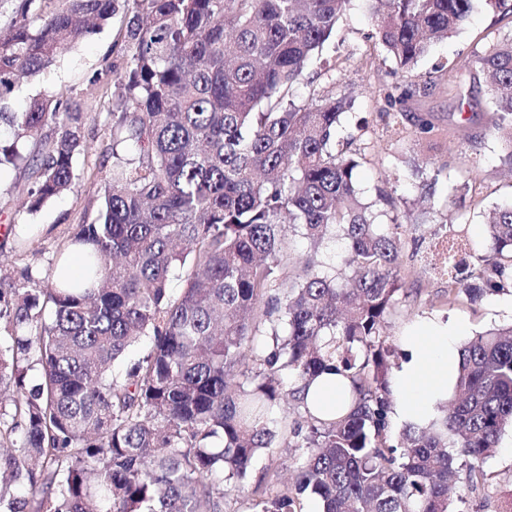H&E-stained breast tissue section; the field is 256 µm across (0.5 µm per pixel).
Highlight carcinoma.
I'll return each mask as SVG.
<instances>
[{
  "label": "carcinoma",
  "mask_w": 512,
  "mask_h": 512,
  "mask_svg": "<svg viewBox=\"0 0 512 512\" xmlns=\"http://www.w3.org/2000/svg\"><path fill=\"white\" fill-rule=\"evenodd\" d=\"M350 0H18L0 27V167L37 163L23 205L73 190L85 115L64 92L11 111L24 79L124 15L112 70V170L98 219L78 225L80 277L43 286L30 267L0 272V512H224L276 447L282 394L323 373L352 381L344 415L304 410L293 488L251 512H457L448 496L485 482L482 464L512 432V326L460 347L453 394L421 427L390 432L397 350L386 318L402 287L399 224H378L356 187L359 162L336 151L345 97L293 100ZM473 0H373L370 38L410 73L467 20ZM493 129L512 167V37L479 59ZM460 100L465 74L448 70ZM53 125L54 137L44 136ZM310 252L283 276V226ZM488 245L448 226V305L512 293V201L494 207ZM341 239L342 281L318 258ZM185 287L169 288L175 270ZM268 325L261 368L245 364ZM146 340L124 375L113 365ZM39 366L41 378L27 383Z\"/></svg>",
  "instance_id": "obj_1"
}]
</instances>
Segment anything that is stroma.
I'll return each mask as SVG.
<instances>
[{
    "label": "stroma",
    "mask_w": 512,
    "mask_h": 512,
    "mask_svg": "<svg viewBox=\"0 0 512 512\" xmlns=\"http://www.w3.org/2000/svg\"><path fill=\"white\" fill-rule=\"evenodd\" d=\"M120 19L110 20L92 39L65 49L58 62L21 85L17 98L26 101L59 91L68 92L72 106L86 113L82 126L84 149L73 155L78 176L74 191L45 202L36 211L23 208L32 169L0 171V266L8 270L32 267L45 280L54 274L57 260L76 225L93 222L99 213L107 174L100 161L111 144L105 120L112 108V63L117 56ZM373 29L364 0H352L336 24L325 49L330 62L311 85H298L296 99L308 102L315 94L350 99L337 129L336 142L358 158L357 187L362 202L372 204L378 223L418 222L416 243L403 256V297L390 315L386 333L399 341L404 331L428 319L457 318L468 325V335L512 324V296L492 295L476 306H448L443 284L430 262L441 246L449 224H463L477 246H484L485 216L497 204L512 199V174L502 164L504 144L492 132L493 108L486 86H478L468 107H461L452 79L443 66L450 61L477 71L478 58L491 40L512 36V17L500 16L489 0H474L463 30L431 46L408 76L414 92L396 106L388 93L398 81L396 65L368 35ZM96 84H89L90 76ZM473 116L465 137L454 133L461 116ZM428 132H420V122ZM483 180L481 202H472L462 184L471 169ZM391 194L395 206L380 202V192ZM288 432L280 433L278 449L257 457L253 478L275 471L289 480L302 458ZM484 484L468 496L464 512H502L512 500V435H505L496 453L483 464Z\"/></svg>",
    "instance_id": "stroma-1"
}]
</instances>
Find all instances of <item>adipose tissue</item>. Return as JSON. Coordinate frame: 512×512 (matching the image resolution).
Segmentation results:
<instances>
[{
	"instance_id": "ef3b65f1",
	"label": "adipose tissue",
	"mask_w": 512,
	"mask_h": 512,
	"mask_svg": "<svg viewBox=\"0 0 512 512\" xmlns=\"http://www.w3.org/2000/svg\"><path fill=\"white\" fill-rule=\"evenodd\" d=\"M465 326L462 322H421L402 338L408 358L391 380L393 418L401 425L425 424L435 414L437 402L447 399L458 366L456 340ZM307 406L327 414L350 405L349 379L327 375L303 393Z\"/></svg>"
}]
</instances>
